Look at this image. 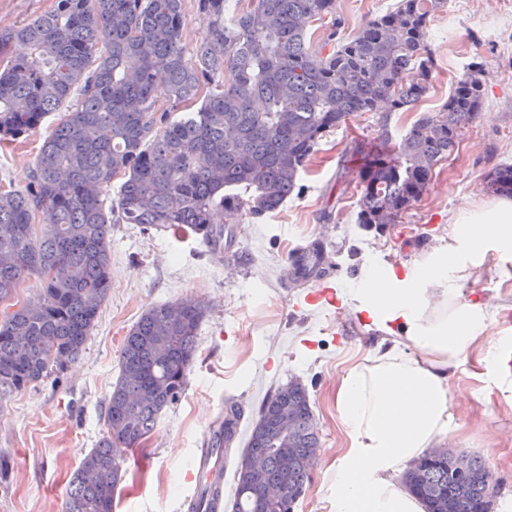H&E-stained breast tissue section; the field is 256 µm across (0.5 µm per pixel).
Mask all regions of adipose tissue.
<instances>
[{
  "label": "adipose tissue",
  "mask_w": 512,
  "mask_h": 512,
  "mask_svg": "<svg viewBox=\"0 0 512 512\" xmlns=\"http://www.w3.org/2000/svg\"><path fill=\"white\" fill-rule=\"evenodd\" d=\"M456 227L405 276L371 273L354 291L356 311L381 338L336 388L347 446L327 487L334 512H426L394 478L447 435L461 356L475 348L488 371L498 365L487 304L460 300L459 284L469 276L464 253L512 260V198L462 211Z\"/></svg>",
  "instance_id": "obj_1"
}]
</instances>
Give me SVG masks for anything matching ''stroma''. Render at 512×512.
Returning a JSON list of instances; mask_svg holds the SVG:
<instances>
[{"mask_svg": "<svg viewBox=\"0 0 512 512\" xmlns=\"http://www.w3.org/2000/svg\"><path fill=\"white\" fill-rule=\"evenodd\" d=\"M396 0H336L352 37ZM433 86L415 109L359 112L327 133L301 174L299 188L275 212L234 225L229 251L248 257L235 267L227 251L200 236L116 224L111 239V288L95 329L60 381L44 379L0 399V512H63L68 482L105 433L104 411L119 371L124 337L146 310L186 296L208 313L179 400L159 419L139 450L126 453V473L113 512H188L195 492L185 476L208 448L229 404L242 410L226 461L225 494L265 396L290 381L308 390L321 448L304 495L293 512H332L329 468L346 446L336 410V384L362 360L377 335L355 313L350 289L369 273L405 274L416 260L446 244L457 213L486 198L485 176L512 164V23L488 14L485 0H447L429 23ZM484 66L480 116L454 153L438 164L426 194L399 223H358L360 157L354 142L376 140L381 128L399 139L424 113L439 109L452 82L470 63ZM70 103L45 117L28 136L0 145V181L25 186L44 139ZM321 241L319 276L294 280L295 253ZM463 297H482L498 339L512 337V278L502 266L475 261L460 285ZM499 375L488 374L478 351H468L450 379L454 402L444 447L481 456L500 479L493 512H512V402Z\"/></svg>", "mask_w": 512, "mask_h": 512, "instance_id": "stroma-1", "label": "stroma"}]
</instances>
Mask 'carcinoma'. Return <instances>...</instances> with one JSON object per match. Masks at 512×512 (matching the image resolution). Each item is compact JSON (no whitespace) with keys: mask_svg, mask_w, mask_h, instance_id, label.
Returning <instances> with one entry per match:
<instances>
[{"mask_svg":"<svg viewBox=\"0 0 512 512\" xmlns=\"http://www.w3.org/2000/svg\"><path fill=\"white\" fill-rule=\"evenodd\" d=\"M184 0H56L54 8L0 31L28 55L0 68V138L16 141L78 95L44 140L28 184L0 190V303L36 277L39 297L0 311V399L75 361L110 290V233L139 224L173 235L193 233L213 249L227 224L278 210L298 187L319 140L356 112L420 102L433 81L426 43L443 0H398L339 37L336 0H198L207 31L187 50ZM331 17L321 48L309 27ZM482 65L454 83L442 108L418 119L399 141L383 132L358 143L363 159L358 223L395 224L428 191L435 167L480 115ZM202 99L179 120L160 110ZM125 180L112 193L114 178ZM491 192L512 196V164L486 175ZM220 208L225 224L214 223ZM53 222L34 232L35 213ZM314 243L294 263V279L317 274ZM205 304L186 297L144 312L123 340L119 374L105 409V436L74 472L65 512H112L123 461L182 395ZM291 415L287 429L279 425ZM241 412L227 409L211 447L230 452ZM320 451L306 388L290 383L262 401L237 464L233 512H289L304 494ZM460 468L447 448L411 462L402 484L427 512H486L485 461L466 455ZM275 484L284 501L263 502Z\"/></svg>","mask_w":512,"mask_h":512,"instance_id":"carcinoma-1","label":"carcinoma"}]
</instances>
